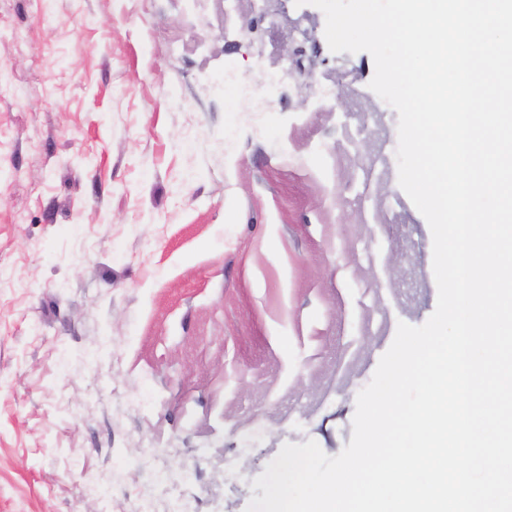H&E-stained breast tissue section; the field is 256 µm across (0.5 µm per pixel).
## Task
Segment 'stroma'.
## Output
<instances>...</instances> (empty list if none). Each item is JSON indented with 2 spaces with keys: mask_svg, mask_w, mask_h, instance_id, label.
Masks as SVG:
<instances>
[{
  "mask_svg": "<svg viewBox=\"0 0 512 512\" xmlns=\"http://www.w3.org/2000/svg\"><path fill=\"white\" fill-rule=\"evenodd\" d=\"M324 29L295 0H0V512H246L285 444H349L438 291L398 114ZM227 69L283 79L244 101Z\"/></svg>",
  "mask_w": 512,
  "mask_h": 512,
  "instance_id": "35a3bbf8",
  "label": "stroma"
}]
</instances>
